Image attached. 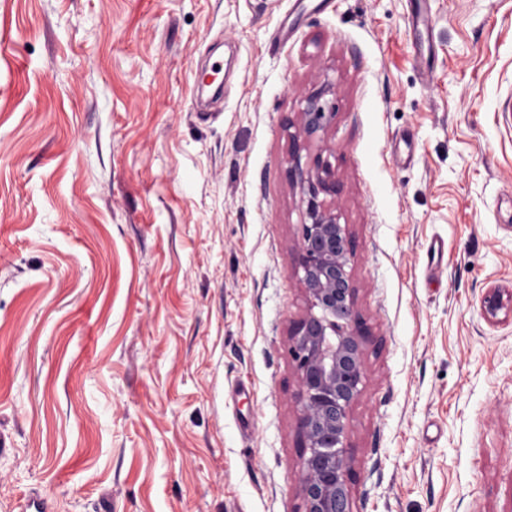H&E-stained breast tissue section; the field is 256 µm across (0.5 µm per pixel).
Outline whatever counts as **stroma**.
<instances>
[{
  "instance_id": "obj_1",
  "label": "stroma",
  "mask_w": 512,
  "mask_h": 512,
  "mask_svg": "<svg viewBox=\"0 0 512 512\" xmlns=\"http://www.w3.org/2000/svg\"><path fill=\"white\" fill-rule=\"evenodd\" d=\"M415 9L0 0V512H302L286 170L325 84L352 512H512V0ZM330 91L328 85H322L305 96V107L300 113L298 133L291 135L293 141L302 135L310 139L318 135L319 132L326 131L331 125L336 116V112H334L335 105L329 104L324 99L326 93Z\"/></svg>"
}]
</instances>
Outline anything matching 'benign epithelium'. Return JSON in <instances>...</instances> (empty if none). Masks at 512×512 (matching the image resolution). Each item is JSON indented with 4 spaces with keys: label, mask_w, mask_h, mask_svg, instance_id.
<instances>
[{
    "label": "benign epithelium",
    "mask_w": 512,
    "mask_h": 512,
    "mask_svg": "<svg viewBox=\"0 0 512 512\" xmlns=\"http://www.w3.org/2000/svg\"><path fill=\"white\" fill-rule=\"evenodd\" d=\"M328 92L323 85L305 96L292 139H310L331 125L336 112L324 99ZM287 175L306 201L297 269L307 310L289 332L300 386V494L304 512H351L349 412L366 381L365 333L354 318L351 237L337 209L326 204L325 197L338 194L327 161L318 155L305 169L295 153Z\"/></svg>",
    "instance_id": "1"
}]
</instances>
